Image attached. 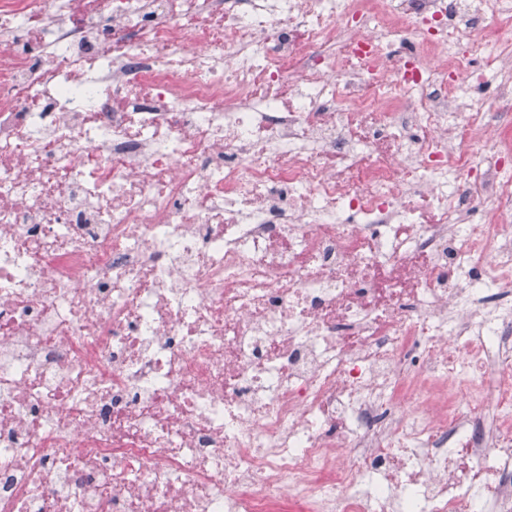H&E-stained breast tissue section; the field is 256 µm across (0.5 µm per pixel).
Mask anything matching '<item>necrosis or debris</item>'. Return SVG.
Returning a JSON list of instances; mask_svg holds the SVG:
<instances>
[{"mask_svg":"<svg viewBox=\"0 0 512 512\" xmlns=\"http://www.w3.org/2000/svg\"><path fill=\"white\" fill-rule=\"evenodd\" d=\"M0 512H512V0H0Z\"/></svg>","mask_w":512,"mask_h":512,"instance_id":"obj_1","label":"necrosis or debris"}]
</instances>
